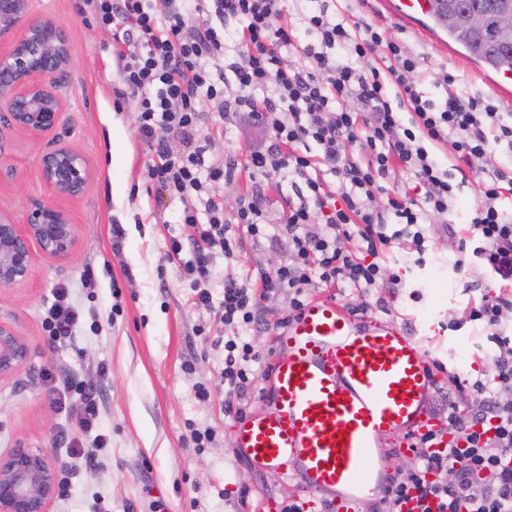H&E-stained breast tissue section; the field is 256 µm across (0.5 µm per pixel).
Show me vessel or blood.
<instances>
[{"label":"vessel or blood","instance_id":"vessel-or-blood-1","mask_svg":"<svg viewBox=\"0 0 512 512\" xmlns=\"http://www.w3.org/2000/svg\"><path fill=\"white\" fill-rule=\"evenodd\" d=\"M264 405L236 424L237 445L259 469L296 482L305 512H361L391 472L382 449L407 450L438 430L436 375L419 342L391 320L354 314L328 298L307 302L277 335Z\"/></svg>","mask_w":512,"mask_h":512}]
</instances>
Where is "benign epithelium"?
<instances>
[{"label": "benign epithelium", "instance_id": "1", "mask_svg": "<svg viewBox=\"0 0 512 512\" xmlns=\"http://www.w3.org/2000/svg\"><path fill=\"white\" fill-rule=\"evenodd\" d=\"M0 129H22L45 136L57 128L63 109L59 78L70 63L65 31L49 18L29 13V0H0ZM42 184L50 199L27 198L22 219L0 211V286L28 283L37 257L70 259L78 227L68 203L80 197L89 164L66 146L42 153ZM26 339L0 322V380L29 358ZM58 470L48 455L19 445L0 454V512H49L58 491Z\"/></svg>", "mask_w": 512, "mask_h": 512}]
</instances>
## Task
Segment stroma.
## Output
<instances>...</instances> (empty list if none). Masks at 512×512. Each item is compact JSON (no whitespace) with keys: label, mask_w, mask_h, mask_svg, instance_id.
Masks as SVG:
<instances>
[{"label":"stroma","mask_w":512,"mask_h":512,"mask_svg":"<svg viewBox=\"0 0 512 512\" xmlns=\"http://www.w3.org/2000/svg\"><path fill=\"white\" fill-rule=\"evenodd\" d=\"M82 0H30V14L49 17L66 32L71 65L61 79L64 106L50 135L22 130L0 134V157L15 164L18 179L0 184V209L21 214L28 196L42 193L40 154L52 143L84 156L91 176L68 207L79 227V244L66 261L38 258L29 284L0 287V321L16 327L30 346L27 364L0 381V452L16 445L47 450L59 466L75 469L66 500L50 512H258L265 499L280 505L300 496L279 469L253 467L238 448L235 416L224 411V341L236 328L224 324L220 304L223 274L253 275L292 263L285 239L243 237L236 258L214 254L216 276L208 284L209 308L198 306L170 258L171 237L189 240L192 227L179 224L186 207L204 209L207 199L232 214L240 195L253 187L247 174L213 187L210 196L184 199L159 191L146 179L156 157L137 133V115L112 56V32L80 12ZM337 12L353 21L388 25L421 60L423 71L451 74L459 89L491 96L512 113V96L491 95L492 72L471 60L444 32L394 14L390 0H336ZM207 144L206 165L219 167L228 152L242 154L260 140L249 124L225 135L218 114L205 115L195 131ZM382 265L396 274V288H375L366 297L369 315L395 320L442 364L431 405L445 417L449 401L461 398L449 372L466 382L485 378L487 328L466 321L470 307L499 286L473 257L460 250L446 227L431 234L422 259L396 249ZM66 287L80 312L70 341L53 343L41 321L58 287ZM289 312L287 293L261 303L259 323L247 335L260 353L254 380L236 401L244 414L262 407V388L274 355V338ZM52 381H45V374ZM77 377L92 388L99 415L86 444L102 437L99 464L88 469L68 457L58 434L69 425L51 406L53 381ZM210 432L203 447L195 432Z\"/></svg>","instance_id":"1"}]
</instances>
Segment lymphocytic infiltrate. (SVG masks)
Returning <instances> with one entry per match:
<instances>
[{
	"instance_id": "obj_1",
	"label": "lymphocytic infiltrate",
	"mask_w": 512,
	"mask_h": 512,
	"mask_svg": "<svg viewBox=\"0 0 512 512\" xmlns=\"http://www.w3.org/2000/svg\"><path fill=\"white\" fill-rule=\"evenodd\" d=\"M281 0H85L95 23L112 31L119 77L131 93L138 133L158 155L147 177L172 194L205 193L214 185L250 176L277 178L294 196L280 233L293 253L290 265L258 277L224 276L222 318L226 325L251 329L261 300L288 292L300 310L313 280L368 295L379 282L399 285L385 276L381 255L398 247L426 251L429 216L455 211L462 184L458 174L474 169L491 148L512 154V120L490 98L458 92L447 72L433 74L441 100L418 88L421 62L403 41L385 37L371 24L353 25L336 18L330 0H304L303 32L281 23ZM236 21L229 29L228 21ZM385 47L391 60L379 70L371 56ZM407 101L398 112L393 99ZM225 123L243 120L257 127L263 144L245 157L233 155L219 168L204 169L202 147L194 131L207 112ZM449 144L454 164L444 168L430 155L427 142ZM402 170L424 193L416 199L388 195L374 204L382 180ZM334 173L329 189L325 173ZM512 195V169L494 170L474 207L467 232L478 241L475 257L493 272L498 294L482 296L467 315L491 327L484 357L490 376L473 384L484 394L478 412L448 405V428L458 437L442 444L435 433L414 444L415 464L394 472L382 498L388 512H512V336L498 326L512 308V218L500 208ZM267 198L255 189L238 204L234 221L224 208L209 203L207 223L195 209H185L180 223L193 227L198 243L181 272L197 286V302L209 305L207 284L213 274V251L233 256L232 223L246 226L252 237L267 234ZM321 226L318 234L306 225ZM68 291L56 289L42 325L51 341L71 338L79 312ZM226 413L233 398L252 383V362L259 355L251 341L224 342ZM52 404L70 416L72 428L60 437L71 455L97 464L95 449L81 436L98 416L97 404L83 383L64 382Z\"/></svg>"
}]
</instances>
